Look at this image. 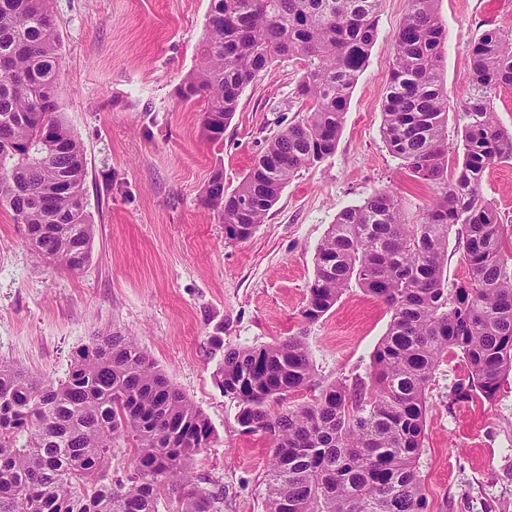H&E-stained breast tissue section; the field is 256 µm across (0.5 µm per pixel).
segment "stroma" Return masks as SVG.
Listing matches in <instances>:
<instances>
[{"label": "stroma", "mask_w": 512, "mask_h": 512, "mask_svg": "<svg viewBox=\"0 0 512 512\" xmlns=\"http://www.w3.org/2000/svg\"><path fill=\"white\" fill-rule=\"evenodd\" d=\"M62 43L65 117L84 147L85 197L95 226L79 273L36 261L24 225L0 208V359L64 378L74 349L97 333L134 337L209 418L213 436L193 463L200 486L224 491L223 512H264L269 442L245 433L217 372L224 350L280 342L300 311L319 244L337 214L390 189L410 219L436 194L411 179L380 127L393 36L410 0H382L377 34L352 91L336 149L300 169L246 240L226 237L203 203L215 165L232 191L265 141L300 116L301 63L275 59L242 92L222 140L176 88L197 62L209 0H52ZM447 31L449 106L469 86L473 40L512 36V0H436ZM482 196L512 217V164L490 166ZM391 314L351 285L308 326L322 378L365 373ZM465 367L450 355L427 391L417 469L428 512H512V376L490 403L448 404Z\"/></svg>", "instance_id": "1"}]
</instances>
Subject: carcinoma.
<instances>
[{
  "instance_id": "1",
  "label": "carcinoma",
  "mask_w": 512,
  "mask_h": 512,
  "mask_svg": "<svg viewBox=\"0 0 512 512\" xmlns=\"http://www.w3.org/2000/svg\"><path fill=\"white\" fill-rule=\"evenodd\" d=\"M381 0H210L199 65L177 88L200 103L218 141L244 88L278 57L302 63L306 113L275 134L241 183L224 191L215 166L204 204L227 235L264 223L300 169L333 154L353 88L377 33ZM436 0H411L394 34L381 137L410 176L441 186L415 221L381 190L340 212L317 250L301 317L318 322L351 282L391 312L365 375L316 378L304 336L228 347L224 395L247 433L271 441L265 512H427L416 462L435 369L460 353L466 371L448 408L491 403L512 372V268L505 219L481 195L493 163L512 161V130L493 101L512 87V39L483 31L468 57L457 107L463 161L448 173L445 30ZM50 0H0V205L26 226L41 261L70 272L91 260L94 224L85 158L62 117L61 44ZM466 276L448 284V241ZM306 391L310 398L288 404ZM135 441L133 472L112 482L116 442ZM207 416L137 341L94 335L66 377L39 379L0 360V512H219L224 490L195 482L208 446Z\"/></svg>"
}]
</instances>
